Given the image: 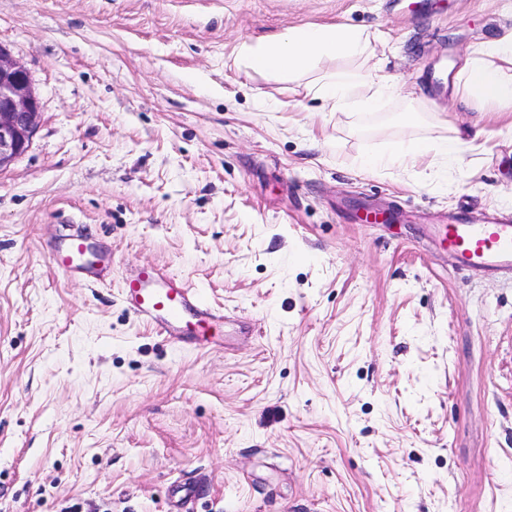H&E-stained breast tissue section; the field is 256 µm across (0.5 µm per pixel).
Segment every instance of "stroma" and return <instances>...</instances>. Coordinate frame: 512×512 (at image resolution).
Masks as SVG:
<instances>
[{"instance_id":"35a3bbf8","label":"stroma","mask_w":512,"mask_h":512,"mask_svg":"<svg viewBox=\"0 0 512 512\" xmlns=\"http://www.w3.org/2000/svg\"><path fill=\"white\" fill-rule=\"evenodd\" d=\"M306 25L378 34L381 111L227 67ZM510 29L512 0H0L43 104L0 172V512H512V273L428 223L512 213V109L454 91ZM464 128L453 161L364 163ZM75 236L107 283L51 266ZM144 265L220 345L127 310Z\"/></svg>"}]
</instances>
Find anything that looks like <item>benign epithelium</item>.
Masks as SVG:
<instances>
[{"instance_id":"1","label":"benign epithelium","mask_w":512,"mask_h":512,"mask_svg":"<svg viewBox=\"0 0 512 512\" xmlns=\"http://www.w3.org/2000/svg\"><path fill=\"white\" fill-rule=\"evenodd\" d=\"M41 113L27 69L0 44V172L28 151Z\"/></svg>"}]
</instances>
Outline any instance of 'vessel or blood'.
I'll list each match as a JSON object with an SVG mask.
<instances>
[{
	"label": "vessel or blood",
	"instance_id": "vessel-or-blood-1",
	"mask_svg": "<svg viewBox=\"0 0 512 512\" xmlns=\"http://www.w3.org/2000/svg\"><path fill=\"white\" fill-rule=\"evenodd\" d=\"M436 234L464 265L489 271L512 270V214L495 212L484 223L473 224L467 213L459 210L447 223L437 226ZM88 250L85 239L74 238L56 248L49 260L68 276H103L112 262L110 254H99L91 263L86 259ZM122 293L133 315L158 335L176 342L191 336L201 345H212L209 330L220 317L182 278L157 266H144L124 279Z\"/></svg>",
	"mask_w": 512,
	"mask_h": 512
}]
</instances>
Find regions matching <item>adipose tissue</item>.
Listing matches in <instances>:
<instances>
[{"mask_svg":"<svg viewBox=\"0 0 512 512\" xmlns=\"http://www.w3.org/2000/svg\"><path fill=\"white\" fill-rule=\"evenodd\" d=\"M376 39V33L369 29L344 25L291 28L267 42L240 43L231 64L268 78L305 79L307 94L335 107L344 106L356 95L366 107L375 108L384 93L394 88L389 76L363 75L340 66L327 69L323 63L361 58L372 51ZM455 92L463 98L478 96L492 107L512 106V31L482 43L467 54ZM462 143L459 135L434 144L412 140L389 154L371 158L369 164L373 167L408 165L439 155L454 158Z\"/></svg>","mask_w":512,"mask_h":512,"instance_id":"obj_1","label":"adipose tissue"}]
</instances>
